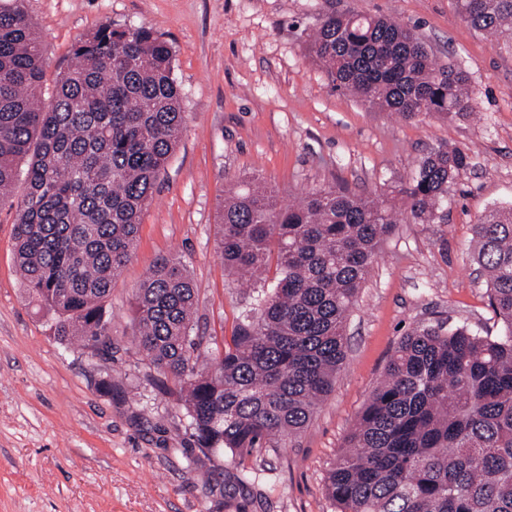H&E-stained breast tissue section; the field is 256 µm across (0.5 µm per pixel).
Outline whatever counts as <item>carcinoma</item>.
I'll return each mask as SVG.
<instances>
[{"label": "carcinoma", "instance_id": "cac0c4a2", "mask_svg": "<svg viewBox=\"0 0 512 512\" xmlns=\"http://www.w3.org/2000/svg\"><path fill=\"white\" fill-rule=\"evenodd\" d=\"M22 3L0 6V204H13L17 162L28 159L15 219L23 282L57 315L55 336L110 357L112 280L186 124L174 51L150 28L106 23L73 48L42 108L44 55ZM457 6L475 31L512 32V0ZM309 53L335 89L402 119L476 110L468 74L386 17L326 10ZM469 164L465 149H433L392 190L401 208L345 189L282 208L238 183L220 212L225 270L261 274L273 264L276 283L209 366L198 365L201 343L190 336L185 265L154 261L135 291L134 341L177 384L197 448L227 452L248 480L255 450L310 424L333 390L347 316L381 241L407 218L444 223L448 188ZM474 233L502 333L436 322L399 339L328 470L338 512H512V208L480 217Z\"/></svg>", "mask_w": 512, "mask_h": 512}]
</instances>
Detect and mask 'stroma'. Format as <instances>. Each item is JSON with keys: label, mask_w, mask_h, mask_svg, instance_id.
<instances>
[{"label": "stroma", "mask_w": 512, "mask_h": 512, "mask_svg": "<svg viewBox=\"0 0 512 512\" xmlns=\"http://www.w3.org/2000/svg\"><path fill=\"white\" fill-rule=\"evenodd\" d=\"M415 29L439 62L466 71L467 119L411 121L332 89L308 55L325 6ZM47 83L102 24L145 25L174 50L187 126L136 248L112 284V358L53 334L56 315L32 300L14 253L16 212L0 207V512H336L325 489L400 338L428 323L501 325L472 258L476 220L512 205V36L471 29L455 0H25ZM471 148L448 192L443 224H398L379 245L346 327V357L309 426L273 440L242 483L224 452L201 456L176 397L138 349L133 296L155 259H181L196 288L193 335L223 351L259 290L224 269L217 215L227 183L252 178L280 205L343 186L387 199L436 147ZM120 386L106 394L101 380Z\"/></svg>", "instance_id": "obj_1"}]
</instances>
